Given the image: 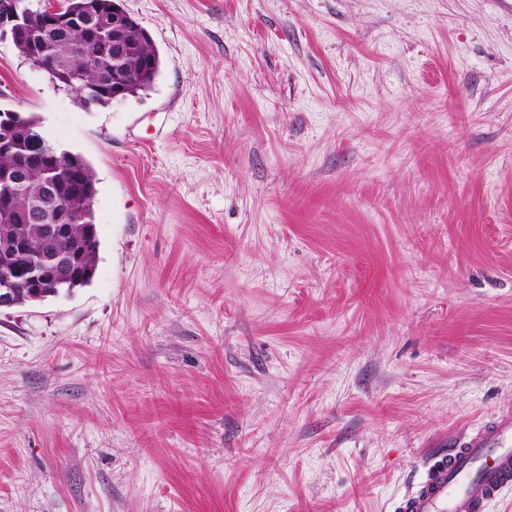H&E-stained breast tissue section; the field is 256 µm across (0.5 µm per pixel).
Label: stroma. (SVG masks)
Returning <instances> with one entry per match:
<instances>
[{
  "label": "stroma",
  "instance_id": "1",
  "mask_svg": "<svg viewBox=\"0 0 512 512\" xmlns=\"http://www.w3.org/2000/svg\"><path fill=\"white\" fill-rule=\"evenodd\" d=\"M121 3L107 106L0 39L99 240L0 309V512H395L512 413V0Z\"/></svg>",
  "mask_w": 512,
  "mask_h": 512
}]
</instances>
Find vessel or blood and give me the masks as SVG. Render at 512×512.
<instances>
[{"label": "vessel or blood", "mask_w": 512, "mask_h": 512, "mask_svg": "<svg viewBox=\"0 0 512 512\" xmlns=\"http://www.w3.org/2000/svg\"><path fill=\"white\" fill-rule=\"evenodd\" d=\"M512 488V415L454 443L400 499L398 512H486Z\"/></svg>", "instance_id": "vessel-or-blood-1"}]
</instances>
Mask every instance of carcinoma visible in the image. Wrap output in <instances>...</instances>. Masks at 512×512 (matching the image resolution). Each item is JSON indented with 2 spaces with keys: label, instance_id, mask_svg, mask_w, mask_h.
Wrapping results in <instances>:
<instances>
[{
  "label": "carcinoma",
  "instance_id": "cac0c4a2",
  "mask_svg": "<svg viewBox=\"0 0 512 512\" xmlns=\"http://www.w3.org/2000/svg\"><path fill=\"white\" fill-rule=\"evenodd\" d=\"M66 9L93 19L98 12L112 9L123 10L120 0H65ZM35 35L32 39H20L14 44L18 54L29 59L37 53L57 73L56 82L75 92L78 104L87 109L91 106H106L114 99L133 97L150 89L160 70V57L147 30L135 19H130L129 28L123 40L122 56L119 62H110L112 72L105 74L86 65L84 56L96 55L101 48L96 42H82V35L74 33L62 38L55 29L43 23L38 10L31 12ZM121 87L118 97H113L115 87ZM41 126L38 117L25 113H14L10 137L13 145L0 149V171L12 169L17 157L37 150L32 131ZM55 180L54 195H45V185ZM96 179L90 164L78 153L59 149L51 169L34 168L26 174L13 192V205L20 211L38 208L44 212L46 223H52L59 207L67 209L72 217L71 236L67 239L49 240L43 226L39 224L11 223L0 217V234L24 237L28 248L12 261L8 275L18 282L20 301L28 298L29 279L34 274L53 276L44 292L51 297L69 294L83 287L89 280L76 281L58 277L56 266L60 262L84 265L95 273L98 259V237L89 233L95 224L94 208L90 201L95 199Z\"/></svg>",
  "mask_w": 512,
  "mask_h": 512
}]
</instances>
